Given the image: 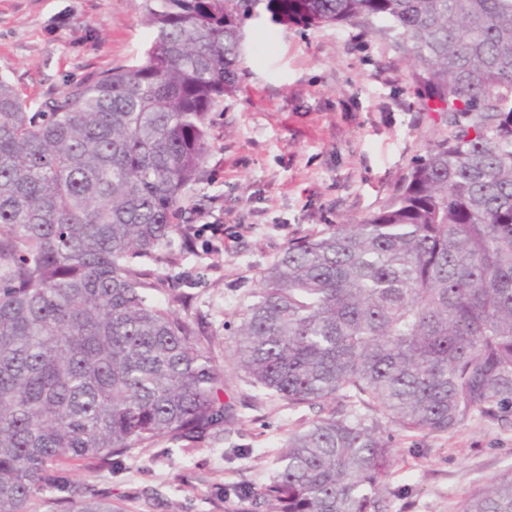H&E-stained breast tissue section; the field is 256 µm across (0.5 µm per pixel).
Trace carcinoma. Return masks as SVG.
Wrapping results in <instances>:
<instances>
[{
  "mask_svg": "<svg viewBox=\"0 0 512 512\" xmlns=\"http://www.w3.org/2000/svg\"><path fill=\"white\" fill-rule=\"evenodd\" d=\"M374 28L412 54L448 136L387 205L288 242L234 328L236 369L294 405L267 512H389L392 436L512 420V0H145L138 63L31 110L0 78V512H124L62 469L220 438L224 371L131 259L175 224L244 63V22ZM461 512H512V471Z\"/></svg>",
  "mask_w": 512,
  "mask_h": 512,
  "instance_id": "1",
  "label": "carcinoma"
}]
</instances>
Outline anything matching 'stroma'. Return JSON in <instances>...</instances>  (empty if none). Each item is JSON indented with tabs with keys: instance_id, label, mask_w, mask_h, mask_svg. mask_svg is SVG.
I'll return each mask as SVG.
<instances>
[{
	"instance_id": "obj_1",
	"label": "stroma",
	"mask_w": 512,
	"mask_h": 512,
	"mask_svg": "<svg viewBox=\"0 0 512 512\" xmlns=\"http://www.w3.org/2000/svg\"><path fill=\"white\" fill-rule=\"evenodd\" d=\"M144 0H0V77L37 106L67 84L134 64L151 38ZM238 83L212 112L210 150L186 190L182 215L197 230L139 258L156 297L180 296L224 368L222 440L137 450L121 467L69 466L127 512H242L216 487L259 488L273 474L289 435L320 411L294 406L236 372L235 326L263 272L288 241L358 221L386 205L447 126L422 111L411 63L383 31L336 28L265 7L244 27ZM396 489L390 512H458L512 469V427L474 418L450 434L394 432Z\"/></svg>"
}]
</instances>
